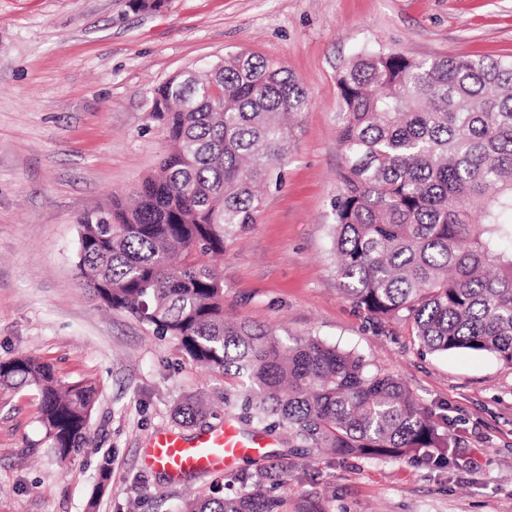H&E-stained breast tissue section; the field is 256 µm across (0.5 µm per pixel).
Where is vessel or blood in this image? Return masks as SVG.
<instances>
[{"instance_id":"vessel-or-blood-1","label":"vessel or blood","mask_w":512,"mask_h":512,"mask_svg":"<svg viewBox=\"0 0 512 512\" xmlns=\"http://www.w3.org/2000/svg\"><path fill=\"white\" fill-rule=\"evenodd\" d=\"M275 442L272 435L244 432L228 421L190 439L166 431L152 440L150 464L177 482L192 473L223 471L237 460L260 455Z\"/></svg>"}]
</instances>
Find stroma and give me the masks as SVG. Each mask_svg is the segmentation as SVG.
<instances>
[{"mask_svg": "<svg viewBox=\"0 0 512 512\" xmlns=\"http://www.w3.org/2000/svg\"><path fill=\"white\" fill-rule=\"evenodd\" d=\"M0 0V360L27 355L88 381L91 447L60 461L43 439L36 388L0 385V512H178L212 477L173 482L147 467L151 440L185 437L174 408L202 394L222 423L237 378L80 283L78 220L152 174L166 148L151 90L180 70L239 51L285 66L311 98L298 117L283 185L218 261L224 311L315 335L400 377L447 418L456 462L291 456L284 512H512V368L489 354L421 353L407 325L368 323L338 289L331 201L342 155L336 75L365 48L417 59L512 56V0ZM111 484L96 493L101 469Z\"/></svg>", "mask_w": 512, "mask_h": 512, "instance_id": "1", "label": "stroma"}]
</instances>
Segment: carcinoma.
Returning <instances> with one entry per match:
<instances>
[{"label": "carcinoma", "instance_id": "obj_1", "mask_svg": "<svg viewBox=\"0 0 512 512\" xmlns=\"http://www.w3.org/2000/svg\"><path fill=\"white\" fill-rule=\"evenodd\" d=\"M344 157L332 202L342 294L376 323L400 321L430 353L472 351L512 367V58L415 59L363 51L338 75ZM298 79L255 54L151 92L170 148L156 172L80 220L82 285L108 309L171 337L183 355L239 378L224 410L288 432L306 455L450 460L458 442L397 376L315 336L283 341L224 316L210 259L257 223L258 188L280 178L290 117L310 108ZM36 387L40 425L60 460L89 446L94 389L63 383L26 356L0 361V384ZM175 415L204 422V399ZM286 473L271 462L222 474L181 512H282ZM242 490L223 494L226 483Z\"/></svg>", "mask_w": 512, "mask_h": 512}]
</instances>
